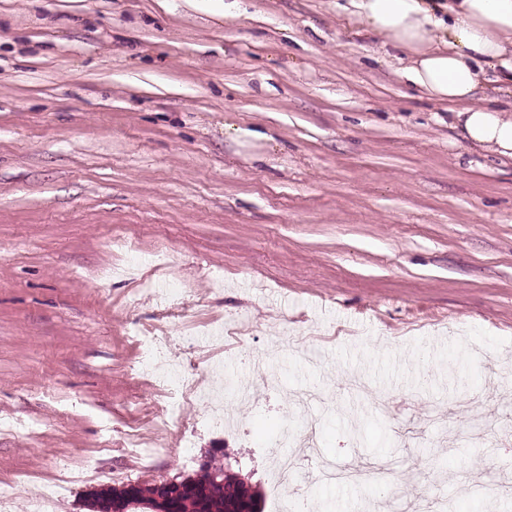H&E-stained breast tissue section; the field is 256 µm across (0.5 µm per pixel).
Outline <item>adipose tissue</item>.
I'll list each match as a JSON object with an SVG mask.
<instances>
[{"label":"adipose tissue","mask_w":512,"mask_h":512,"mask_svg":"<svg viewBox=\"0 0 512 512\" xmlns=\"http://www.w3.org/2000/svg\"><path fill=\"white\" fill-rule=\"evenodd\" d=\"M354 15L383 45L409 53L408 77L454 106L468 140L512 154V104L480 100L482 77L512 86V0H351Z\"/></svg>","instance_id":"obj_1"}]
</instances>
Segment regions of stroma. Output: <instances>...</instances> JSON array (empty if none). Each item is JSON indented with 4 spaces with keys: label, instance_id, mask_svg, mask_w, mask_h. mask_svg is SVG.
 Returning a JSON list of instances; mask_svg holds the SVG:
<instances>
[{
    "label": "stroma",
    "instance_id": "obj_1",
    "mask_svg": "<svg viewBox=\"0 0 512 512\" xmlns=\"http://www.w3.org/2000/svg\"><path fill=\"white\" fill-rule=\"evenodd\" d=\"M408 64L348 0H0V512L217 447L274 512L307 417L299 470L394 471L311 512H512V158Z\"/></svg>",
    "mask_w": 512,
    "mask_h": 512
}]
</instances>
